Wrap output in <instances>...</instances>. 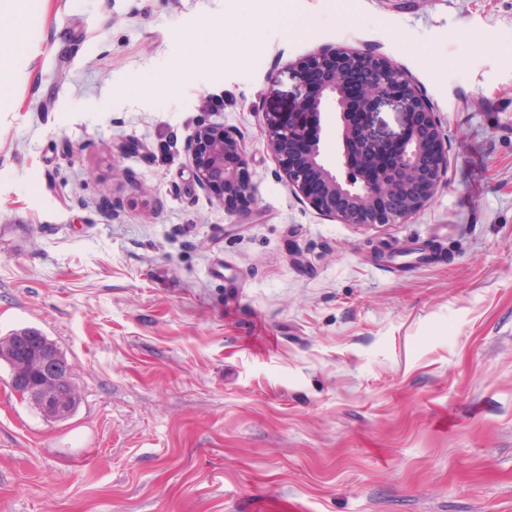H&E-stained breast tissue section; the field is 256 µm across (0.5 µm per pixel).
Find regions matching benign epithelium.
<instances>
[{"mask_svg":"<svg viewBox=\"0 0 512 512\" xmlns=\"http://www.w3.org/2000/svg\"><path fill=\"white\" fill-rule=\"evenodd\" d=\"M290 71L298 92L288 95V108L275 103L261 112L266 150L288 190L343 224H403L424 210L445 176L448 148L432 103L409 73L384 55L331 45L296 60ZM390 99L402 103L412 122L388 158L369 117L375 103ZM324 112L336 113L330 134ZM184 152L210 200L223 205L234 196L243 211L250 209V154L233 128L202 125L185 140ZM8 348L23 359L15 385L42 409L66 413L77 395L66 362L31 336L11 339Z\"/></svg>","mask_w":512,"mask_h":512,"instance_id":"1","label":"benign epithelium"}]
</instances>
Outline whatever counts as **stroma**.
I'll list each match as a JSON object with an SVG mask.
<instances>
[{
	"mask_svg": "<svg viewBox=\"0 0 512 512\" xmlns=\"http://www.w3.org/2000/svg\"><path fill=\"white\" fill-rule=\"evenodd\" d=\"M261 10L30 16L0 105V336L45 333L80 404L46 421L0 365V512H512V0ZM323 45L388 56L434 106L448 171L407 223L320 215L265 149L268 74L294 90ZM213 121L249 148L248 213L196 184L184 142ZM264 12L261 16L263 25L278 26L285 30L292 19V0H264Z\"/></svg>",
	"mask_w": 512,
	"mask_h": 512,
	"instance_id": "1",
	"label": "stroma"
}]
</instances>
